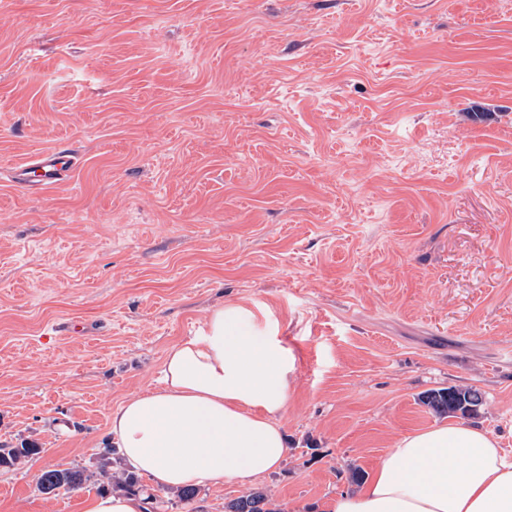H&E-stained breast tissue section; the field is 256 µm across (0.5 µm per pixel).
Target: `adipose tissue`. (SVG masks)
<instances>
[{
	"instance_id": "ef3b65f1",
	"label": "adipose tissue",
	"mask_w": 512,
	"mask_h": 512,
	"mask_svg": "<svg viewBox=\"0 0 512 512\" xmlns=\"http://www.w3.org/2000/svg\"><path fill=\"white\" fill-rule=\"evenodd\" d=\"M293 358L268 312L230 302L173 347L161 385L113 410L124 461L155 487L260 478L284 461ZM332 512H512V461L484 429L444 423L402 436Z\"/></svg>"
}]
</instances>
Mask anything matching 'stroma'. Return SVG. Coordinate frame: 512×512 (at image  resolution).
Masks as SVG:
<instances>
[{
  "label": "stroma",
  "mask_w": 512,
  "mask_h": 512,
  "mask_svg": "<svg viewBox=\"0 0 512 512\" xmlns=\"http://www.w3.org/2000/svg\"><path fill=\"white\" fill-rule=\"evenodd\" d=\"M61 143L68 183L11 181ZM229 301L293 355L288 455L195 512H330L454 385L512 457V0H0V445L41 448L0 512H85L113 410ZM86 480L81 470L46 469L38 476L37 484L42 494L55 497L61 490L69 492L79 488ZM224 512H284V510L267 493L257 490L225 502Z\"/></svg>",
  "instance_id": "obj_1"
}]
</instances>
